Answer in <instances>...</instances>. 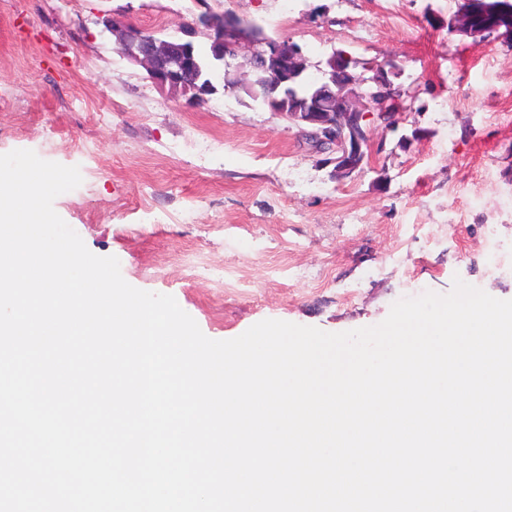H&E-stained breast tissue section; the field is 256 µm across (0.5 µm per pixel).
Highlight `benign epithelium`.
I'll return each mask as SVG.
<instances>
[{"mask_svg": "<svg viewBox=\"0 0 512 512\" xmlns=\"http://www.w3.org/2000/svg\"><path fill=\"white\" fill-rule=\"evenodd\" d=\"M204 28L211 33L214 45L239 49L246 44L254 54L273 61L269 79L276 81L286 74L297 76L303 71L301 51L277 40L253 42L247 37V28L240 21L217 15L209 10L199 15ZM452 32L471 38H484L496 29L485 0H461L457 14L450 19ZM128 60L139 63L149 61L148 78L160 87H170L183 82V76L196 68L193 49L186 44H176L167 52H155L152 40L135 35L123 43ZM333 83L331 97L325 101L312 98L296 102L288 113L302 141L315 145L316 152L326 155L324 161L333 166L338 179L351 177L362 170L364 149L372 148L365 118L370 105L379 107L377 121L387 128L396 126L400 113L386 111L387 99L362 89L363 82H342L336 73L328 75ZM378 150L382 146L374 147Z\"/></svg>", "mask_w": 512, "mask_h": 512, "instance_id": "1", "label": "benign epithelium"}]
</instances>
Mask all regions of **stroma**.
Returning <instances> with one entry per match:
<instances>
[{
  "mask_svg": "<svg viewBox=\"0 0 512 512\" xmlns=\"http://www.w3.org/2000/svg\"><path fill=\"white\" fill-rule=\"evenodd\" d=\"M303 48L308 80L344 52L396 63L397 130L332 178L287 119L226 90L197 107L126 59L101 17L182 36L202 8ZM458 0H0V154L79 167L54 208L132 286L173 296L213 340L277 319L342 332L454 277L512 299V39L449 33ZM224 268L186 280L179 251Z\"/></svg>",
  "mask_w": 512,
  "mask_h": 512,
  "instance_id": "1",
  "label": "stroma"
}]
</instances>
